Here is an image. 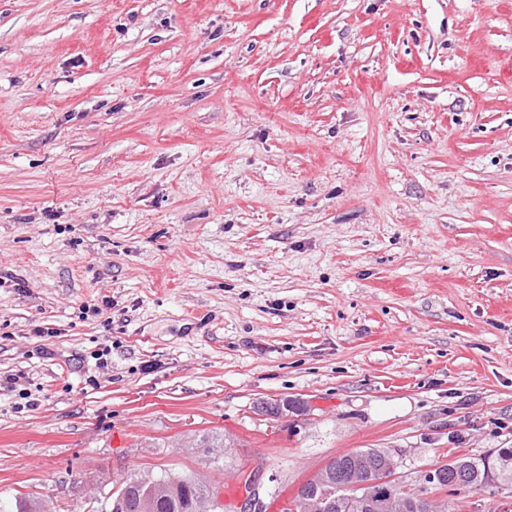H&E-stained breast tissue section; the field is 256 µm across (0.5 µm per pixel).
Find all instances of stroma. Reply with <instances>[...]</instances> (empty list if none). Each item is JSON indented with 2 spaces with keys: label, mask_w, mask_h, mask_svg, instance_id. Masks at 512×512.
<instances>
[{
  "label": "stroma",
  "mask_w": 512,
  "mask_h": 512,
  "mask_svg": "<svg viewBox=\"0 0 512 512\" xmlns=\"http://www.w3.org/2000/svg\"><path fill=\"white\" fill-rule=\"evenodd\" d=\"M10 374L0 495L43 512L512 448V0H0ZM133 477H146L148 481L141 483L132 482ZM206 482L198 479L192 474L175 476L171 474L156 475H131L122 483L115 496L112 497L111 512H118L119 503H124L128 507H133L137 501L145 496H150L155 502V511L153 501L145 499L138 505L141 512H193V504H195V512H213L216 504L220 501L218 491ZM213 491V492H212ZM212 492V493H211ZM118 502L117 507L113 511V505ZM223 505L218 504L216 511H223Z\"/></svg>",
  "instance_id": "1"
}]
</instances>
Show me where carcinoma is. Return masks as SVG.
<instances>
[{
  "label": "carcinoma",
  "instance_id": "1",
  "mask_svg": "<svg viewBox=\"0 0 512 512\" xmlns=\"http://www.w3.org/2000/svg\"><path fill=\"white\" fill-rule=\"evenodd\" d=\"M377 455L375 448H363L338 455L329 461L327 472L330 474L328 491L318 493L322 498L321 507L314 512H364L356 502L358 492L345 487L347 475L357 465L374 460ZM466 472L471 475L472 487H479L489 482V474L498 475L506 480L512 479V470L502 468L503 462L512 465V449L503 448L497 456L457 458ZM213 486L198 479L192 474L175 476L171 474L146 475V481L132 482L127 477L112 502L134 506L145 496L155 502V512H192L195 500L208 496Z\"/></svg>",
  "mask_w": 512,
  "mask_h": 512
}]
</instances>
